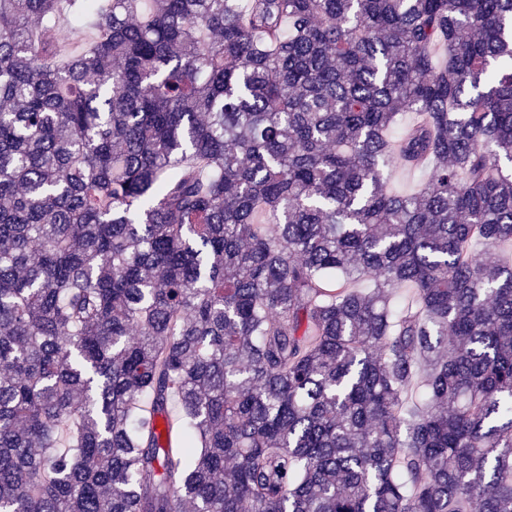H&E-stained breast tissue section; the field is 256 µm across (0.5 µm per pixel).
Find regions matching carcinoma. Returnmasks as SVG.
<instances>
[{
	"label": "carcinoma",
	"instance_id": "obj_1",
	"mask_svg": "<svg viewBox=\"0 0 512 512\" xmlns=\"http://www.w3.org/2000/svg\"><path fill=\"white\" fill-rule=\"evenodd\" d=\"M509 164L512 0H0V512H512Z\"/></svg>",
	"mask_w": 512,
	"mask_h": 512
}]
</instances>
